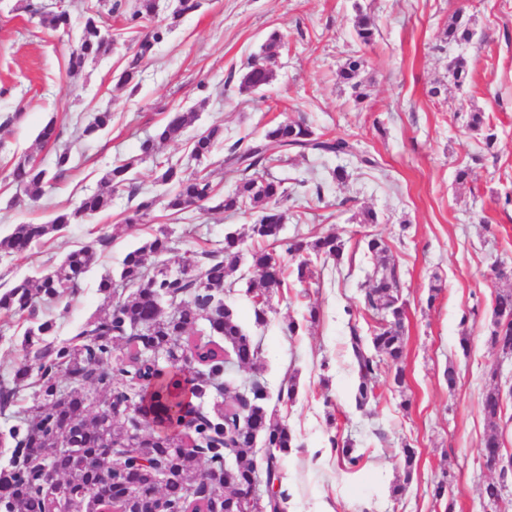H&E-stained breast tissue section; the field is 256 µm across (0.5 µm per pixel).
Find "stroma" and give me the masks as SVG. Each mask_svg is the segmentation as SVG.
I'll return each instance as SVG.
<instances>
[{
	"label": "stroma",
	"mask_w": 512,
	"mask_h": 512,
	"mask_svg": "<svg viewBox=\"0 0 512 512\" xmlns=\"http://www.w3.org/2000/svg\"><path fill=\"white\" fill-rule=\"evenodd\" d=\"M177 3L158 0L154 19L134 27L120 16L109 19L112 53L72 75L73 40L31 18L27 0H0V114L14 116L0 129V236L14 225L43 224L73 208L100 190L104 173L120 160H137L140 190L156 199L142 223H124L130 203L117 195L109 211L66 226L25 255L0 256V291L58 265L78 245L109 236L78 292L68 302L38 308L39 317L53 320L58 337L65 338L102 310L101 277L117 273L126 253L158 230L175 241L166 257L173 269L186 250L221 243L227 232L249 238L253 212L166 210L154 163L140 160L139 146L174 110L196 109L199 130L221 125L225 145L302 119L316 132L348 138L374 156L377 167L352 157L292 153L268 169L287 191L283 238L337 235L345 244L342 261L318 266L316 284L270 292L262 325L254 321L245 284L224 297L262 353L258 369H235L234 379L264 380L269 410L297 440L283 459L287 512H316L323 502L341 512H512V476L501 478L482 457L483 443L495 431L512 454V362L488 341L501 286L491 266L512 268V0H198L141 61L137 87L118 86L140 42L166 24ZM458 12L475 30L462 46L443 41ZM360 13L377 22L372 44L356 35ZM274 31L284 34L287 45L266 61L271 82L253 93L240 91L242 73ZM353 56L364 61L360 99L337 76ZM458 56L470 74L460 88L451 85L447 71ZM105 109L112 114L110 128L81 139L80 128ZM475 111L497 132L493 148L467 128ZM51 120L73 163L33 202L9 174L26 154L53 168V146L36 140ZM157 157L178 161L188 178L209 174L227 192L238 180L224 167L223 148L199 162L191 158L186 136L162 144ZM465 167L470 174L458 181ZM339 168L346 172L341 181L333 177ZM365 209L377 214V223H360ZM372 234L387 243L386 258L397 266L407 304L405 383L396 386L380 372L375 400L359 410L351 397L358 376L347 338L354 326L369 331L362 290L378 263L366 246ZM435 284L442 291L431 303ZM312 308L317 321L303 322ZM292 319L303 323L295 336L287 330ZM22 333V319L0 311V379L10 377L20 360ZM450 368L457 379L452 386L445 378ZM291 384L294 401L278 402L279 390ZM493 387L505 393L495 420L482 410ZM334 435L351 441L361 458L356 471H345L337 453L328 452ZM407 447L416 453L410 470L404 465ZM499 479L506 485L503 497L489 503L483 486ZM441 480L447 490L437 497L433 488ZM396 484L405 490L395 497Z\"/></svg>",
	"instance_id": "1"
}]
</instances>
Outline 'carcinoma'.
Instances as JSON below:
<instances>
[{
  "mask_svg": "<svg viewBox=\"0 0 512 512\" xmlns=\"http://www.w3.org/2000/svg\"><path fill=\"white\" fill-rule=\"evenodd\" d=\"M197 7L194 0H179V5L164 28H157L153 41L139 45V52L129 68L122 72L118 83L128 86L136 81L137 63L175 28L181 16ZM27 10L40 19L52 32H70L69 16L65 12L49 14L40 3H28ZM157 10L156 0H135L126 21L135 26L151 19ZM355 29L360 41L368 45L375 37L376 25L370 16H356ZM474 32L462 14L452 17L444 33L449 44L472 40ZM114 40L103 29L102 14H87L80 26L79 40L69 58V73L77 74L88 60L112 53ZM360 58L349 59L338 77L357 91ZM448 75L460 86L467 77L464 58L448 64ZM272 74L264 65L250 64L243 74L240 89L257 91L268 85ZM198 113L194 109L176 110L155 136L142 141L140 159H155V182L167 187L166 208L174 214L192 208L209 211L247 212L258 210L250 237L258 247L250 252L251 267L259 272L260 281L247 282L252 295L255 322H266V294L289 288L293 283L304 285L315 278L316 262L331 259L341 262L344 242L335 235L318 236L312 240L281 238L287 212L281 208L286 197L283 181L258 177L275 160L290 153L306 155L355 156L366 166L375 160L356 151L354 143L344 137H327L316 133L304 121L277 123L259 136L242 137L227 148L224 167L240 176L234 190L226 193L213 184L210 175L185 178L180 166L169 159L158 160V142L182 138L194 126ZM112 113L97 112L84 127L82 136H95L110 126ZM472 131L483 132L486 145L493 144V129L483 128L482 114L473 112L467 124ZM60 131L54 121L47 122L37 135L40 144H56ZM224 140L219 125L197 132L191 139V155L197 159L210 156ZM279 148L280 156L269 154L270 146ZM69 149L56 151L55 173H50L25 155L14 164L10 177L17 188L31 200H38L52 187L64 171L70 169ZM105 189L83 198L74 208L58 213L46 224H17L12 232L0 238V253L22 255L43 238L69 224H80L112 207V198L127 194L137 200L123 218L125 224H140L153 210L155 198L139 196L135 177V160H123L112 165L103 176ZM109 237L100 236L69 251L60 264L35 279H25L0 293V310L26 318L29 325L21 343L24 362L12 379L0 380V413L14 406L17 386L33 377L36 390L33 404L25 416L10 425L7 438L13 445L9 465L0 469V512H59L62 500L79 501L94 488L112 479V468L130 464L119 475L136 495L109 494L100 501L105 512H148L142 504L156 490V477L168 470L170 478L163 485V495L173 512H201L206 507L202 499H191L186 485L191 481L214 480L215 490H224L233 499L239 489L250 482L255 444L252 432L238 428L236 416L248 413L255 427L265 434L267 447L274 460L273 476L283 479L281 460L296 447L295 437L287 427L275 421L267 412L270 399L265 384L255 378L236 382L226 378L224 352L232 354L240 365L257 368L261 360L259 343L247 335L233 309L224 306V294L233 287L226 278L242 265L243 240L228 232L221 247L187 251L182 257L184 277L172 279L150 268L148 258L158 259L174 250L171 235L161 230L146 239L141 246L127 253L117 277L108 274L99 282L105 294L104 312L87 321L68 338L55 337L54 322L35 318L36 299L61 301L76 293L86 273L96 262L99 248ZM370 253L380 258L381 268L374 270L369 288L365 289V309L378 319L370 336H362L357 326L350 327L349 345L352 362L358 372V385L353 397L357 408L370 401L371 385L379 372L393 371L397 386L404 384L403 315L404 303L397 302L399 273L387 262L388 246L373 236L366 241ZM284 247L288 259H283L275 247ZM140 325L150 334L136 336L129 327ZM512 339V289L497 292L494 299L489 342L497 346L499 337ZM152 348L174 359L188 354L195 365L171 366L160 369L150 361L145 350ZM187 395L204 406L194 428L185 433L158 435L137 431L135 414L124 419L116 415L147 393L154 398L157 413L167 425L173 424V408L179 403L170 400L171 392ZM484 413L491 419L501 415L498 389L488 391L482 400ZM71 428L70 442L99 459V468L83 469L72 454L61 448L59 436ZM57 471L64 487V498L56 497L44 481L43 462Z\"/></svg>",
  "mask_w": 512,
  "mask_h": 512,
  "instance_id": "cac0c4a2",
  "label": "carcinoma"
}]
</instances>
